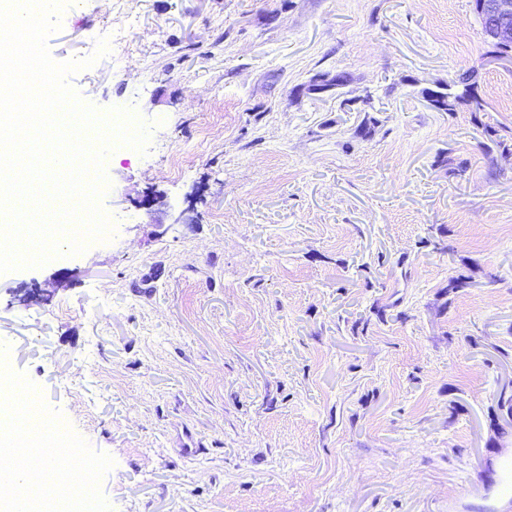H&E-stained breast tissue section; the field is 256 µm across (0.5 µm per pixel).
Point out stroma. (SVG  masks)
<instances>
[{
    "instance_id": "35a3bbf8",
    "label": "stroma",
    "mask_w": 512,
    "mask_h": 512,
    "mask_svg": "<svg viewBox=\"0 0 512 512\" xmlns=\"http://www.w3.org/2000/svg\"><path fill=\"white\" fill-rule=\"evenodd\" d=\"M127 14L68 78L149 133L107 156L110 238L0 275V348L113 459L111 512H485L512 459V55L472 0H69L51 57ZM468 71L483 111L423 97Z\"/></svg>"
}]
</instances>
